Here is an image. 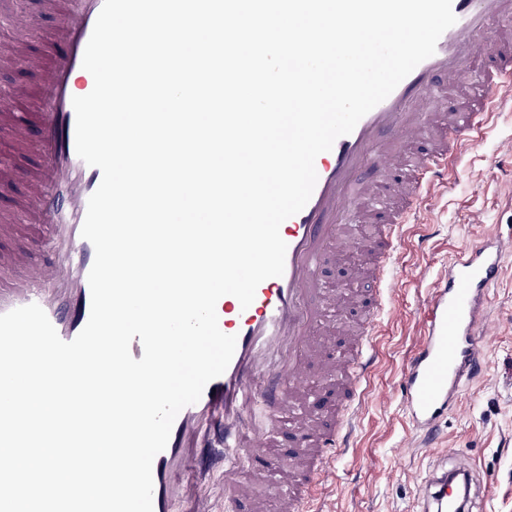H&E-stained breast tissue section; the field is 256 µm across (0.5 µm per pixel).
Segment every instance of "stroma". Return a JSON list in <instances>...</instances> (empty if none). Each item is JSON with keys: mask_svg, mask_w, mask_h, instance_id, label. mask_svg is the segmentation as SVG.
Wrapping results in <instances>:
<instances>
[{"mask_svg": "<svg viewBox=\"0 0 512 512\" xmlns=\"http://www.w3.org/2000/svg\"><path fill=\"white\" fill-rule=\"evenodd\" d=\"M15 17L25 20L31 33L23 47L25 62L0 64V164L16 172L12 181L0 183V216L17 211L30 191L29 174L41 165L35 152L13 148L6 116L19 101L29 112L38 110V73L30 62L55 49L60 13L47 10L42 0H0V56L15 47ZM509 135L512 108L506 106L486 137L461 154L449 187L435 190L428 237L419 239L414 225L405 226L393 265L396 286L376 338L379 358L357 405L355 430L337 450L308 512H425L429 479L451 468L490 487L488 496L473 500L472 512H512V165L500 162L495 152L497 141ZM475 212L483 214V223H470ZM492 232L506 249L502 274L487 296L495 334L482 352V373L464 382L439 423L438 443L429 447L408 422L397 381L423 332L422 311L434 282L457 251ZM47 233L38 213L28 211L12 236L0 238V251L42 262L40 241Z\"/></svg>", "mask_w": 512, "mask_h": 512, "instance_id": "1", "label": "stroma"}]
</instances>
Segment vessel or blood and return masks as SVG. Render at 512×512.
I'll return each instance as SVG.
<instances>
[{"label":"vessel or blood","instance_id":"1","mask_svg":"<svg viewBox=\"0 0 512 512\" xmlns=\"http://www.w3.org/2000/svg\"><path fill=\"white\" fill-rule=\"evenodd\" d=\"M104 0H79L66 9L59 32L63 53L42 75L47 94L37 138L43 168L31 205L51 227L52 259L28 263L19 253H0V270L22 269L17 287L0 289V314L31 303L45 311L62 340L85 327L91 308L88 274L93 245L81 235L90 196L102 172L75 150L72 99L94 85L82 59ZM456 23L440 37L435 54L365 115L349 135L315 160L318 180L307 205L285 220L282 276L259 284L249 307L231 295L216 305L223 333L236 336L226 371L201 398L176 416L165 449L154 459L153 512H226L230 501L252 498L273 484L281 463L271 452L275 433L299 426L301 463L290 485L280 488L282 512H300L323 464L346 445L349 423L340 408H305L297 393L311 365L328 356L315 329L327 308L340 307L345 292L326 286L316 271L338 241L342 226L367 196L388 191L403 206L387 223L348 242L360 257L353 276L375 285L351 346L333 357L337 389L359 392L375 358L369 335L380 321L385 295L395 285L388 273L403 225L416 224L436 187L447 185L461 153L476 142L503 104H512V0H452ZM459 89L448 105L449 89ZM506 251L496 234L458 252L434 283L424 311L423 335L398 382L416 432L435 443L437 427L465 379L483 369L488 327L486 295L499 278Z\"/></svg>","mask_w":512,"mask_h":512}]
</instances>
